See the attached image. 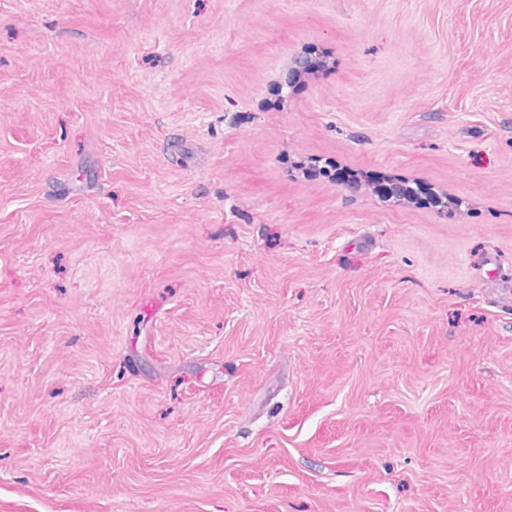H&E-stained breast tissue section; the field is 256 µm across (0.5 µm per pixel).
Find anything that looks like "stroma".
<instances>
[{
	"label": "stroma",
	"instance_id": "1",
	"mask_svg": "<svg viewBox=\"0 0 512 512\" xmlns=\"http://www.w3.org/2000/svg\"><path fill=\"white\" fill-rule=\"evenodd\" d=\"M0 512H512V0H0Z\"/></svg>",
	"mask_w": 512,
	"mask_h": 512
}]
</instances>
